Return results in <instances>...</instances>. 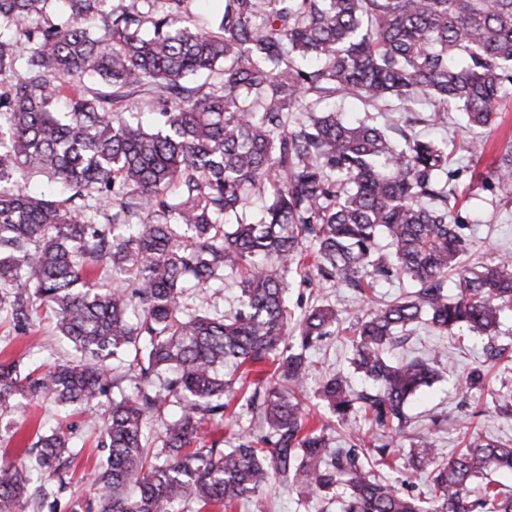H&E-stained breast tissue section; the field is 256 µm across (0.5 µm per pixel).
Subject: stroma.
Listing matches in <instances>:
<instances>
[{
	"label": "stroma",
	"mask_w": 512,
	"mask_h": 512,
	"mask_svg": "<svg viewBox=\"0 0 512 512\" xmlns=\"http://www.w3.org/2000/svg\"><path fill=\"white\" fill-rule=\"evenodd\" d=\"M499 113V121L494 126L471 131L462 126L459 113L453 112L447 126L432 130L433 135L447 139L455 154V165L460 170L455 183L458 195L455 210L468 226L470 247L463 261L471 268L512 257V202L500 201L477 178L478 172L489 169L503 153L512 150V89L502 98ZM472 139L484 142L482 155L476 157L466 151L465 145ZM287 281L288 308L296 318L312 304L323 303L336 308L340 318L344 319L361 304L359 293L345 286L325 282L304 286L293 272L288 274ZM484 344V339L478 337L457 340L423 322L413 325L408 340L390 349V359L397 362L425 358L437 350L442 354V362L439 382L409 405L412 425L406 437L392 438L389 431L361 420L354 425H337V446H344L354 431L365 434L373 443H392L402 460L406 459L412 442L421 435L430 436L435 447L447 457L476 438L512 444V415L493 408L499 395V375H506L512 381V371L507 373L502 365L490 364L484 354ZM28 350L36 352L39 359L49 364L66 358L70 348L55 330L53 313L39 312L26 336L16 335L8 324L0 325V359H15ZM307 357L309 389H316L328 373L339 372L347 376L353 373L351 347L344 335L331 336L310 350ZM476 367L488 369L489 376L481 387L467 388L466 375ZM55 413V407L46 401L22 408L14 416L11 428L0 426V451L9 457H17L19 436L34 437L38 422L53 418ZM78 447V466L73 475L68 476L66 487L56 494L57 510L45 506L40 512H86L94 472L107 451L98 447L95 433L87 429L81 430ZM234 512H338V509L335 503L317 498L301 501L295 491L277 487L269 492L262 504L248 503L235 508Z\"/></svg>",
	"instance_id": "35a3bbf8"
}]
</instances>
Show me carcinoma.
I'll list each match as a JSON object with an SVG mask.
<instances>
[{
	"label": "carcinoma",
	"mask_w": 512,
	"mask_h": 512,
	"mask_svg": "<svg viewBox=\"0 0 512 512\" xmlns=\"http://www.w3.org/2000/svg\"><path fill=\"white\" fill-rule=\"evenodd\" d=\"M52 2L0 0V316L25 335L39 307L52 309L76 355L44 371L1 359L0 419L40 400L102 412L96 512H232L277 483L304 500L340 490L343 512H512V490L493 479L512 474V446L498 440L446 458L419 437L410 465L429 469L424 498L365 464L392 466L389 445L331 447L337 422L409 425L440 354L393 362L389 349L422 321L492 337L512 311V258L463 265L448 142L398 124L393 139L322 107L350 96L381 112L427 107L414 124L459 112L470 128L493 125L512 84V0H224L214 33L183 23L184 0L163 13L154 0H62L64 24L30 26ZM202 71L219 87L186 84ZM89 76L112 92L84 86ZM141 88L166 111L107 108ZM292 112L303 116L290 126ZM33 176L69 196L26 187ZM483 181L512 202V150ZM292 268L303 284L363 295L381 278L414 284L351 314L350 364L369 386L326 376L317 423L306 351L340 318L320 304L289 326ZM226 275L240 291L229 314L208 294ZM227 361L244 367L263 430L223 448L236 396ZM76 434L41 423L26 459L0 460V512H26L32 488L40 504L54 496Z\"/></svg>",
	"instance_id": "1"
}]
</instances>
